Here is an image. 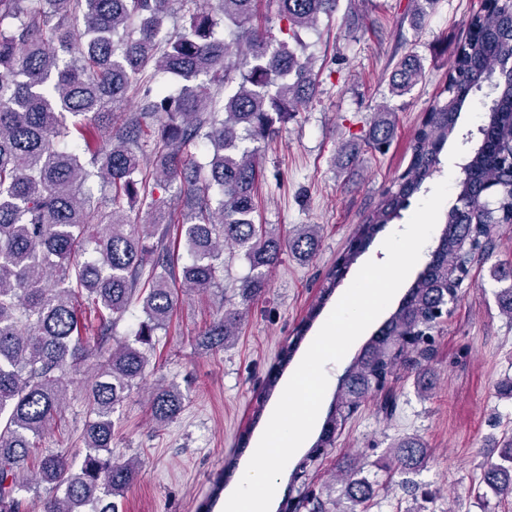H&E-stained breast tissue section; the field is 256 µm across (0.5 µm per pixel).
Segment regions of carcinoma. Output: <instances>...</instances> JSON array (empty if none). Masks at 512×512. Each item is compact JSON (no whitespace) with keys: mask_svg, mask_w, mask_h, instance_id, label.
<instances>
[{"mask_svg":"<svg viewBox=\"0 0 512 512\" xmlns=\"http://www.w3.org/2000/svg\"><path fill=\"white\" fill-rule=\"evenodd\" d=\"M28 2L0 0V512H20L25 495L41 487L43 512H118L102 488L122 495L141 462L112 458L114 414L145 377L153 337L173 312V281L211 288L224 277V246L242 254L249 272L240 281L239 305L198 337L207 348H225L236 342L250 302L267 291L284 252L309 259L320 247L315 224L300 225L286 240L277 225L255 223L257 148L249 144L274 136L313 95L312 56L301 31L335 13L339 0H278L282 39L254 23L258 0H202L209 10L188 12L182 25L175 5L197 0H44L50 9L43 11ZM221 22L224 37L217 38ZM510 58L512 0H503L471 20L465 51L415 138L407 173L359 225V237L370 239L405 208L439 169L441 146L470 91L497 77L482 142L465 163L438 244L339 379L314 446L329 443L336 426L405 361V346L427 343L433 324L459 301L451 276L470 264L468 242L484 239L488 254L496 225L512 224V165L505 162L512 142ZM150 64L180 78V89L145 78L138 111L117 116ZM421 71L418 56H405L391 93L407 94ZM236 79L237 89L222 93ZM393 128V113H380L368 144L384 148ZM148 143L154 159L146 171ZM197 147L212 152L209 160L190 155ZM96 179L108 190L105 210L86 191ZM152 181L178 185L188 207L181 222L155 203L152 223L128 219L127 210L153 195ZM83 296L97 312L94 325L79 315ZM136 304L141 320L131 337H118L119 322ZM89 331L97 337L91 351ZM83 372L93 383L78 464L62 451H37L35 440L60 418ZM182 400L178 388L156 386L147 401L155 424L174 418ZM428 458L421 439L404 437L381 468L409 473ZM362 470H339L336 512H369L379 485ZM482 482L499 502H512V429L503 433L499 460L484 463Z\"/></svg>","mask_w":512,"mask_h":512,"instance_id":"obj_1","label":"carcinoma"}]
</instances>
